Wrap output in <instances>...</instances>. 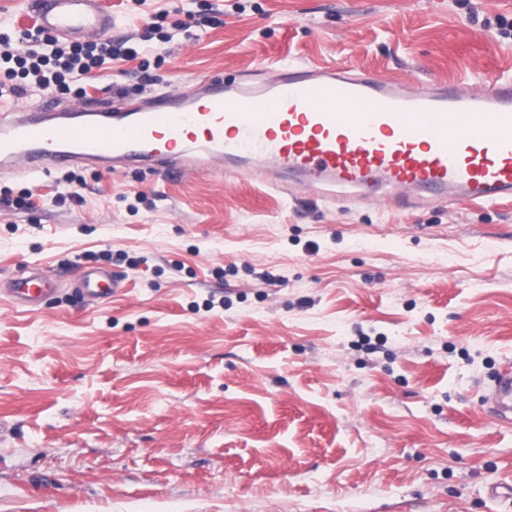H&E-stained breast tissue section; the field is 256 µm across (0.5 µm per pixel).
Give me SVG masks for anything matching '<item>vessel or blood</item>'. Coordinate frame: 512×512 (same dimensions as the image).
Returning <instances> with one entry per match:
<instances>
[{"mask_svg": "<svg viewBox=\"0 0 512 512\" xmlns=\"http://www.w3.org/2000/svg\"><path fill=\"white\" fill-rule=\"evenodd\" d=\"M40 29L82 40L110 34L101 0H32ZM166 174L199 164L225 176L275 171L305 186L427 193L437 202L512 198V76L472 91L439 81L418 89L393 74L281 64L256 85L207 76L147 99L97 100L74 108H8L0 114V162L37 176L75 164ZM79 289L98 299L116 284L87 271ZM53 292L40 272L7 293L34 307ZM497 421L512 420V367L483 396Z\"/></svg>", "mask_w": 512, "mask_h": 512, "instance_id": "1", "label": "vessel or blood"}]
</instances>
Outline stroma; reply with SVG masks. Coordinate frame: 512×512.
I'll list each match as a JSON object with an SVG mask.
<instances>
[{
  "label": "stroma",
  "instance_id": "35a3bbf8",
  "mask_svg": "<svg viewBox=\"0 0 512 512\" xmlns=\"http://www.w3.org/2000/svg\"><path fill=\"white\" fill-rule=\"evenodd\" d=\"M137 59L89 98L276 65L512 74V0H101ZM162 11L171 42L146 30ZM0 174V512H512V202L408 205L146 167ZM95 268L122 291H72ZM6 291L18 304L34 307L53 294L56 288H52V282L40 272L31 271L29 275L11 281ZM489 414L497 421L512 420V367L507 366L499 373L494 387L483 395Z\"/></svg>",
  "mask_w": 512,
  "mask_h": 512
}]
</instances>
